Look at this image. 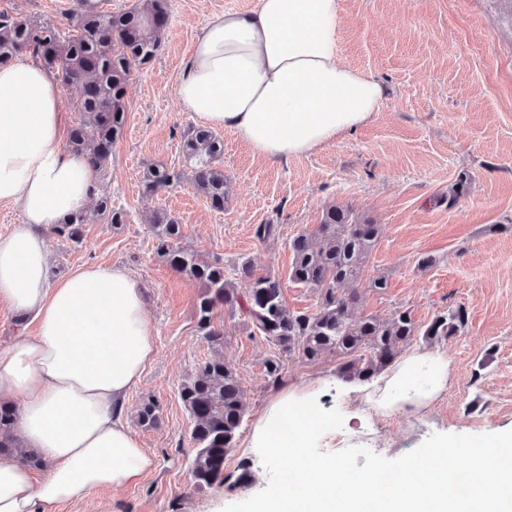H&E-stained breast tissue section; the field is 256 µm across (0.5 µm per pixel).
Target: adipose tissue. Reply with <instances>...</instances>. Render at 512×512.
I'll return each instance as SVG.
<instances>
[{"instance_id": "1", "label": "adipose tissue", "mask_w": 512, "mask_h": 512, "mask_svg": "<svg viewBox=\"0 0 512 512\" xmlns=\"http://www.w3.org/2000/svg\"><path fill=\"white\" fill-rule=\"evenodd\" d=\"M340 12L341 0H258L211 19L178 78L182 108L271 161L367 124L384 89L340 63ZM62 128L54 77L31 59L1 66L0 203L23 220L0 234V302L27 329L0 347V402H19L16 435L49 466L38 477L0 455V512H52L137 484L155 466L119 418L155 352L138 282L104 265L49 281L48 231L96 190L94 170L62 149ZM447 381V361L411 355L375 387L374 401L421 407Z\"/></svg>"}]
</instances>
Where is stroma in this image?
Returning a JSON list of instances; mask_svg holds the SVG:
<instances>
[{
  "instance_id": "stroma-1",
  "label": "stroma",
  "mask_w": 512,
  "mask_h": 512,
  "mask_svg": "<svg viewBox=\"0 0 512 512\" xmlns=\"http://www.w3.org/2000/svg\"><path fill=\"white\" fill-rule=\"evenodd\" d=\"M258 0H169L157 57L135 71L127 88V123L97 191L128 212L113 225L95 204L84 208L81 242L46 237L52 279L85 265L115 266L137 280L153 327L155 356L122 403L121 418L155 458L135 485L105 489L55 512H222L266 487L269 476L248 438L279 394L304 391L336 375V358H284L279 381L265 370L275 348L243 316L220 310L225 362L241 380L247 413L225 471L248 464L251 479L196 489L189 470L191 420L181 384L214 351L199 336L198 282L160 257L150 213L166 208L182 225L180 244L224 266L249 262L254 275L274 274L289 308L314 312L318 297L288 279L290 240L318 224L331 205L380 224L368 273L387 280L365 291L359 310L379 317L409 311L429 324L464 307L468 322L449 339L410 346L448 361V384L427 407L380 410L364 394L327 398L343 416L344 447H366L395 459L435 433L485 434L512 429V19L499 0H342L339 55L386 88L375 117L335 142L285 161L259 158L229 130L221 164L227 202L213 210L182 178L149 196V166L185 168L183 134L198 117L181 109L176 83L206 23ZM76 0H0V12L60 23ZM463 189L456 200L448 191ZM259 224L279 236L262 242ZM432 257L419 267L420 257ZM160 404L157 427L137 422L139 403Z\"/></svg>"
}]
</instances>
